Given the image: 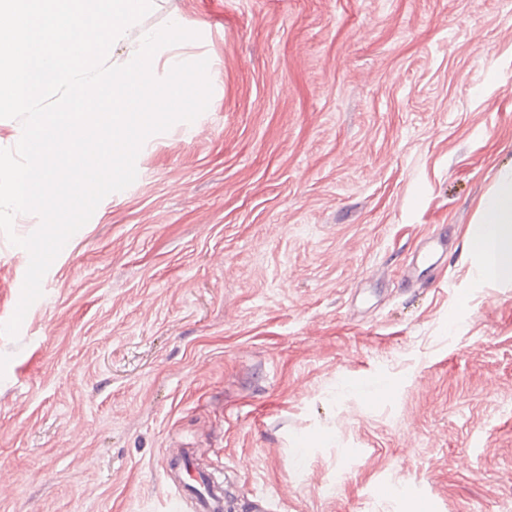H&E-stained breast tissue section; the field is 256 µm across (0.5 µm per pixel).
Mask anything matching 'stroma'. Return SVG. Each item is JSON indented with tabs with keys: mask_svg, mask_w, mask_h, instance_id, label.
<instances>
[{
	"mask_svg": "<svg viewBox=\"0 0 512 512\" xmlns=\"http://www.w3.org/2000/svg\"><path fill=\"white\" fill-rule=\"evenodd\" d=\"M175 14L212 96L0 335V512H167L177 444L234 512H512V285L466 240L512 0H158L115 54ZM27 267L0 233V323Z\"/></svg>",
	"mask_w": 512,
	"mask_h": 512,
	"instance_id": "stroma-1",
	"label": "stroma"
}]
</instances>
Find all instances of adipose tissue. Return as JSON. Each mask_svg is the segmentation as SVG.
Segmentation results:
<instances>
[{"instance_id":"1","label":"adipose tissue","mask_w":512,"mask_h":512,"mask_svg":"<svg viewBox=\"0 0 512 512\" xmlns=\"http://www.w3.org/2000/svg\"><path fill=\"white\" fill-rule=\"evenodd\" d=\"M466 237L476 259L477 285L512 283V165L502 166L496 186L481 203Z\"/></svg>"}]
</instances>
